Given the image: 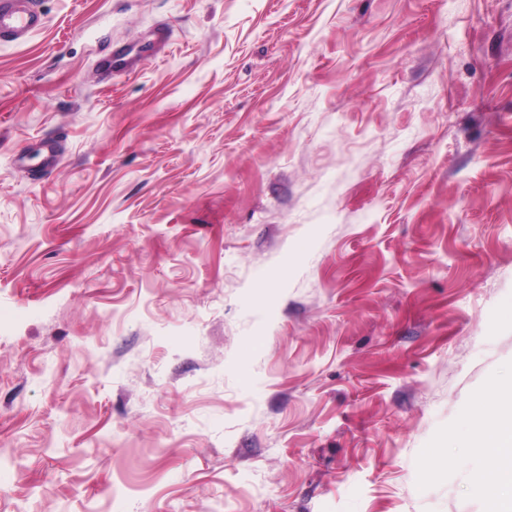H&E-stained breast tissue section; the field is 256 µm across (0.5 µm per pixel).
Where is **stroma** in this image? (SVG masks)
<instances>
[{
	"label": "stroma",
	"mask_w": 512,
	"mask_h": 512,
	"mask_svg": "<svg viewBox=\"0 0 512 512\" xmlns=\"http://www.w3.org/2000/svg\"><path fill=\"white\" fill-rule=\"evenodd\" d=\"M40 8L0 43V512H486L512 0Z\"/></svg>",
	"instance_id": "35a3bbf8"
}]
</instances>
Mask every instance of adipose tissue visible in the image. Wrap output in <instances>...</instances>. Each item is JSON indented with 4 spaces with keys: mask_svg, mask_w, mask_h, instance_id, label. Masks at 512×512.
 Instances as JSON below:
<instances>
[{
    "mask_svg": "<svg viewBox=\"0 0 512 512\" xmlns=\"http://www.w3.org/2000/svg\"><path fill=\"white\" fill-rule=\"evenodd\" d=\"M464 445L478 449L494 471L491 481L480 484L488 512H512V421L475 428L473 416H466Z\"/></svg>",
    "mask_w": 512,
    "mask_h": 512,
    "instance_id": "adipose-tissue-1",
    "label": "adipose tissue"
}]
</instances>
